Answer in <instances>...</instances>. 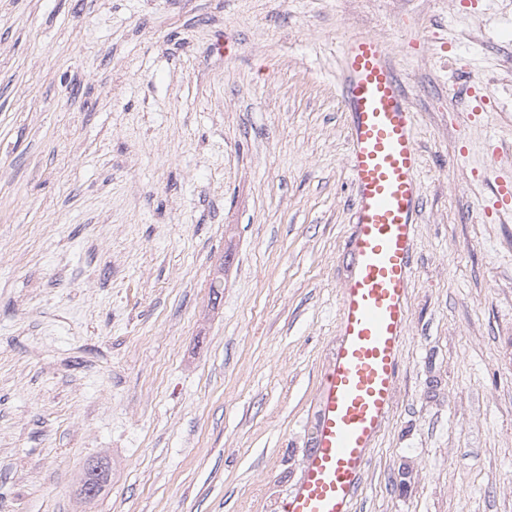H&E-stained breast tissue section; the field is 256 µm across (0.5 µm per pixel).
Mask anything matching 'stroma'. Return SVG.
Listing matches in <instances>:
<instances>
[{
	"instance_id": "1",
	"label": "stroma",
	"mask_w": 512,
	"mask_h": 512,
	"mask_svg": "<svg viewBox=\"0 0 512 512\" xmlns=\"http://www.w3.org/2000/svg\"><path fill=\"white\" fill-rule=\"evenodd\" d=\"M364 34L423 211L354 512H512V214L474 175L493 140L512 169V0H0V512H275L338 342ZM108 476V464L101 459L87 462L80 485V495L92 500L101 492Z\"/></svg>"
}]
</instances>
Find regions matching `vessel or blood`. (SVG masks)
I'll use <instances>...</instances> for the list:
<instances>
[{
	"label": "vessel or blood",
	"mask_w": 512,
	"mask_h": 512,
	"mask_svg": "<svg viewBox=\"0 0 512 512\" xmlns=\"http://www.w3.org/2000/svg\"><path fill=\"white\" fill-rule=\"evenodd\" d=\"M338 76L349 114L352 270L338 310V344L318 386L319 415L297 482L276 512H353L371 448L394 410L420 216L422 158L415 114L386 45L347 38ZM488 212L512 211V174H495Z\"/></svg>",
	"instance_id": "1"
}]
</instances>
